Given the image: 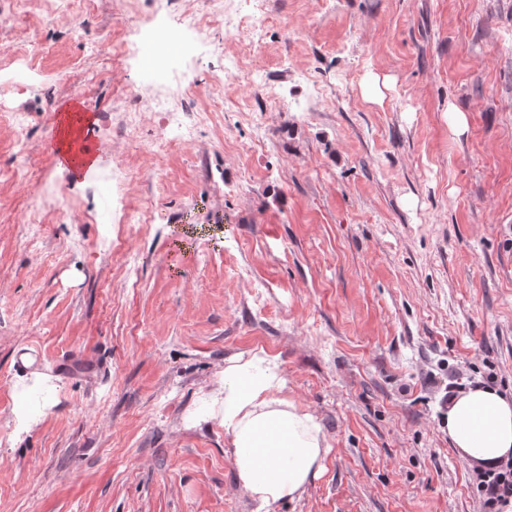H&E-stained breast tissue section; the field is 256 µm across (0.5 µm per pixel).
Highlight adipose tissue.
I'll return each mask as SVG.
<instances>
[{"label":"adipose tissue","mask_w":512,"mask_h":512,"mask_svg":"<svg viewBox=\"0 0 512 512\" xmlns=\"http://www.w3.org/2000/svg\"><path fill=\"white\" fill-rule=\"evenodd\" d=\"M273 358L253 354L224 368L220 394L203 408L223 426L242 488L259 508L301 496L324 468L329 445L317 417L281 394ZM448 436L463 457L484 468L512 458V398L475 387L448 401Z\"/></svg>","instance_id":"adipose-tissue-1"}]
</instances>
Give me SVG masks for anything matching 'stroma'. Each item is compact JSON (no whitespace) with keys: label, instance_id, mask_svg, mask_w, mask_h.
<instances>
[{"label":"stroma","instance_id":"stroma-1","mask_svg":"<svg viewBox=\"0 0 512 512\" xmlns=\"http://www.w3.org/2000/svg\"><path fill=\"white\" fill-rule=\"evenodd\" d=\"M0 12V101L25 125L16 143L0 115V512H256L199 405L258 350L330 445L268 512H481L444 398L512 395V0H263L262 45L218 19L164 68L130 32L155 0ZM140 88L191 141L158 144ZM64 101L96 115L79 176L46 148ZM122 170L153 222L109 253ZM39 188L70 211H33ZM27 347L42 368L18 370Z\"/></svg>","mask_w":512,"mask_h":512}]
</instances>
